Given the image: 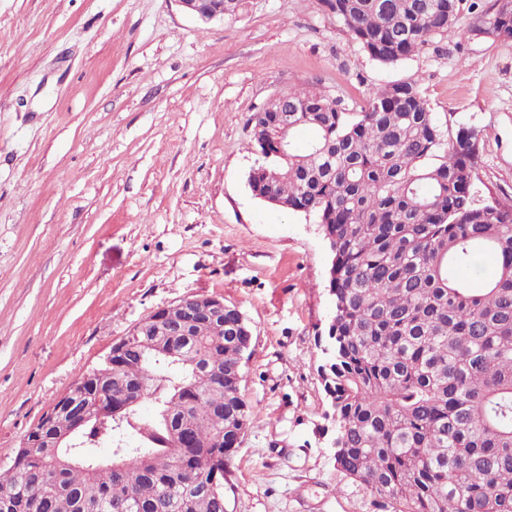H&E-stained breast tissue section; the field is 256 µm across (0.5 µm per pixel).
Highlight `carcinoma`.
Returning <instances> with one entry per match:
<instances>
[{"label":"carcinoma","mask_w":512,"mask_h":512,"mask_svg":"<svg viewBox=\"0 0 512 512\" xmlns=\"http://www.w3.org/2000/svg\"><path fill=\"white\" fill-rule=\"evenodd\" d=\"M463 0H320L382 66L435 36L512 40V0L459 24ZM288 104L285 151L272 137ZM262 158L248 183L281 210L311 216L329 242V319L319 373L336 470L369 512H512V200L478 178L474 131L441 121L414 81L342 100L293 89L248 117ZM310 139L299 148L297 135ZM481 255L495 275L471 288ZM246 319L196 321L190 349H159L132 329L126 355L100 365L77 406L86 425L57 448L26 449L0 472V512H224V466L246 429ZM224 383L195 385L204 366ZM134 387L118 416L98 404ZM194 402L193 414L185 405ZM150 413H142V404ZM188 420L183 447L169 424ZM107 446L110 456L98 455ZM219 461L217 480L206 470Z\"/></svg>","instance_id":"cac0c4a2"}]
</instances>
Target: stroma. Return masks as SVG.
Listing matches in <instances>:
<instances>
[{"label": "stroma", "instance_id": "1", "mask_svg": "<svg viewBox=\"0 0 512 512\" xmlns=\"http://www.w3.org/2000/svg\"><path fill=\"white\" fill-rule=\"evenodd\" d=\"M403 81L474 130L480 179L512 196V41L436 37L383 67L318 0L208 24L178 0H0V469L115 340L216 294L252 333L226 512H366L326 432L329 246L252 194L247 119L294 88L352 106Z\"/></svg>", "mask_w": 512, "mask_h": 512}]
</instances>
